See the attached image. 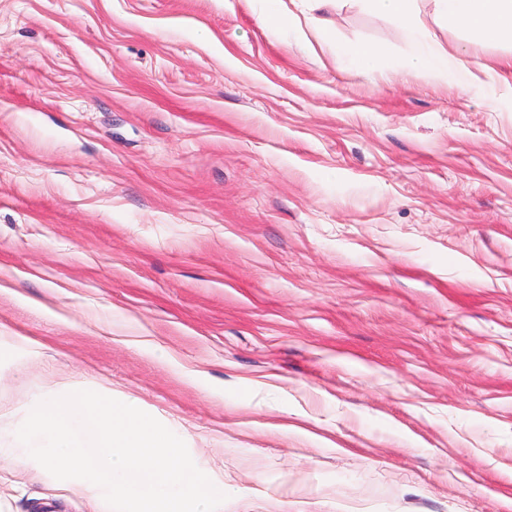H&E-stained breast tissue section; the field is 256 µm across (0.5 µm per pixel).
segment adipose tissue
Listing matches in <instances>:
<instances>
[{
    "label": "adipose tissue",
    "mask_w": 512,
    "mask_h": 512,
    "mask_svg": "<svg viewBox=\"0 0 512 512\" xmlns=\"http://www.w3.org/2000/svg\"><path fill=\"white\" fill-rule=\"evenodd\" d=\"M417 0H360L369 13L404 26L411 51L406 68L411 73H429L471 88L476 75L469 62L449 56L429 45L427 26L420 18ZM437 15L445 22L469 28L489 42L512 45V0H435Z\"/></svg>",
    "instance_id": "adipose-tissue-1"
}]
</instances>
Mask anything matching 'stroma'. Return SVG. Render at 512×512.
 Segmentation results:
<instances>
[{
	"label": "stroma",
	"instance_id": "obj_1",
	"mask_svg": "<svg viewBox=\"0 0 512 512\" xmlns=\"http://www.w3.org/2000/svg\"><path fill=\"white\" fill-rule=\"evenodd\" d=\"M418 6L470 89L358 0H0V414L108 389L219 512H512V47ZM267 10L262 17V24L270 29L290 27L295 22L294 14H286L281 8L283 0H266ZM386 51L378 46H357L339 44L336 46V57L347 68L372 76L386 58Z\"/></svg>",
	"mask_w": 512,
	"mask_h": 512
}]
</instances>
